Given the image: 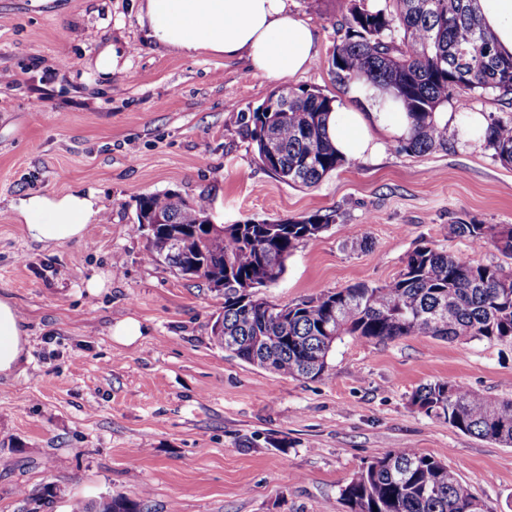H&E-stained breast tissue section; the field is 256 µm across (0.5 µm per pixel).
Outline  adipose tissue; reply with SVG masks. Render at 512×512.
<instances>
[{
  "label": "adipose tissue",
  "instance_id": "obj_1",
  "mask_svg": "<svg viewBox=\"0 0 512 512\" xmlns=\"http://www.w3.org/2000/svg\"><path fill=\"white\" fill-rule=\"evenodd\" d=\"M480 18L502 55H512V0H479ZM151 38L185 56L200 52L244 55L255 73L270 79L294 76L316 60L314 28L289 7V0H146ZM347 104L333 105L327 134L338 153L353 160L374 156L384 138H407L410 124L388 95L356 81L346 89ZM17 209L28 235L42 243L82 239L100 212L94 192L61 196L31 194ZM29 336L16 305L0 298V375L19 371L28 356Z\"/></svg>",
  "mask_w": 512,
  "mask_h": 512
}]
</instances>
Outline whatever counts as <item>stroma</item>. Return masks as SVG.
Instances as JSON below:
<instances>
[{
  "label": "stroma",
  "mask_w": 512,
  "mask_h": 512,
  "mask_svg": "<svg viewBox=\"0 0 512 512\" xmlns=\"http://www.w3.org/2000/svg\"><path fill=\"white\" fill-rule=\"evenodd\" d=\"M344 5L292 0L318 33V57L278 81L243 57L153 44L145 0H0V296L30 335L23 371L0 378V512H69L108 494L141 512H347L342 488L393 448L441 460L495 512H512V447L411 404L435 380L512 393V342L346 336L324 377L282 376L214 342L223 296L149 261L133 223L138 197L167 191L205 199L219 226L337 211L261 289L281 306L388 283L421 246L502 262L449 231L512 224V167L482 140L425 155L391 143L312 188L259 166L244 115L284 86L343 98L327 60L345 35ZM110 47L120 60L106 73L96 60ZM86 188L102 212L81 241L28 236L20 198ZM102 274L106 287L88 292ZM128 316L143 334L126 345L111 330Z\"/></svg>",
  "instance_id": "obj_1"
}]
</instances>
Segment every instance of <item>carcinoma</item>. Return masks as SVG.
<instances>
[{
  "label": "carcinoma",
  "mask_w": 512,
  "mask_h": 512,
  "mask_svg": "<svg viewBox=\"0 0 512 512\" xmlns=\"http://www.w3.org/2000/svg\"><path fill=\"white\" fill-rule=\"evenodd\" d=\"M344 39L329 64L341 82L364 78L401 101L411 120L408 139L397 146L414 154L448 147V120L441 108L453 100L512 94V58L495 47L478 15V0H347ZM278 112L257 108L246 121L258 163L279 180L313 187L350 160L338 155L326 134L333 99L318 90L286 87L272 94ZM287 110H281L282 106ZM486 147L512 166V118L490 116ZM156 214L164 228L183 236L185 248L163 250L166 234L149 243L147 258L183 271L197 262L198 278L224 282V335L238 338L235 355L291 377L318 379L328 372L333 344L343 336L360 341L427 336L444 341L478 338L512 342V268L472 264L428 246L414 250L399 274L379 286L356 283L271 310L256 289L276 283L284 261L301 243L336 223L337 213L313 212L277 220L210 226L209 205L176 193L139 198L136 228ZM473 244L492 245L512 259V226L476 220L450 226ZM412 404L456 430L512 447V397L489 399L446 381L417 388ZM348 512H473L477 497L436 458L412 448L375 456L341 490ZM70 512H139L123 497L74 500Z\"/></svg>",
  "instance_id": "obj_1"
}]
</instances>
